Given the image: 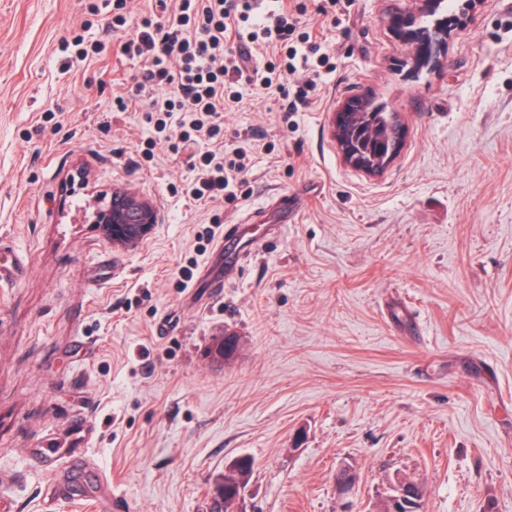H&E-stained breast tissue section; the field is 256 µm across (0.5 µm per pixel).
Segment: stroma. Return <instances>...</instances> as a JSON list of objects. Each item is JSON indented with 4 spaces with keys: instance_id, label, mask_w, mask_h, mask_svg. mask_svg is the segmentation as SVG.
<instances>
[{
    "instance_id": "1",
    "label": "stroma",
    "mask_w": 512,
    "mask_h": 512,
    "mask_svg": "<svg viewBox=\"0 0 512 512\" xmlns=\"http://www.w3.org/2000/svg\"><path fill=\"white\" fill-rule=\"evenodd\" d=\"M91 2L0 0V238L24 258L0 288V500L95 512L46 506L32 461L80 448L131 512H209L240 456L246 512H340L345 468L354 512L401 477L424 512H512V0L442 5L416 74L387 17H421L419 0L308 17L336 69L291 115L259 91L225 113L249 164L217 206L182 194L195 147L146 158L144 113L113 111L144 67L119 33L93 27L104 52L63 70ZM353 94L404 128L376 176L332 137ZM119 189L157 213L131 248L95 222ZM284 193L294 221L247 223ZM225 336L238 349L214 357Z\"/></svg>"
}]
</instances>
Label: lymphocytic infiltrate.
I'll use <instances>...</instances> for the list:
<instances>
[{
  "mask_svg": "<svg viewBox=\"0 0 512 512\" xmlns=\"http://www.w3.org/2000/svg\"><path fill=\"white\" fill-rule=\"evenodd\" d=\"M125 0H112V29H126L122 55L144 61L131 98H116L112 109L137 104L171 149L204 144L196 158L198 177L187 191L203 205L233 196L234 183L247 171L246 150L224 140V114L238 107L247 92L260 90L280 111L308 105L321 70L330 62L311 42L302 18L308 12L329 18L344 0H155L153 11L128 27ZM268 46L263 67L253 66L251 50ZM307 77L289 91L290 76Z\"/></svg>",
  "mask_w": 512,
  "mask_h": 512,
  "instance_id": "1",
  "label": "lymphocytic infiltrate"
}]
</instances>
